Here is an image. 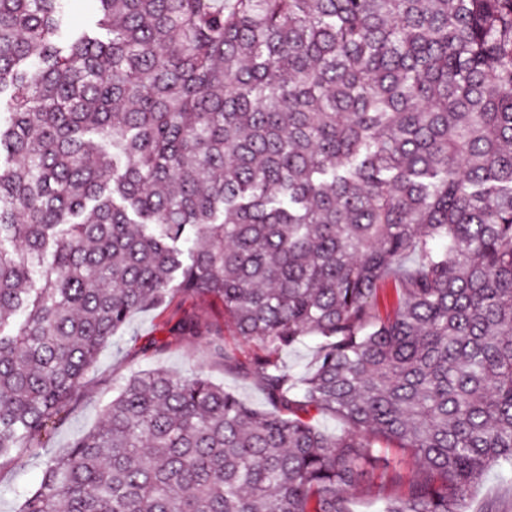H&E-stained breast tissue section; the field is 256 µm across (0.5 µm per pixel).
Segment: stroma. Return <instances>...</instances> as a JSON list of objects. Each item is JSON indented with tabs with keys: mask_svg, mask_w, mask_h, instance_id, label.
Returning <instances> with one entry per match:
<instances>
[{
	"mask_svg": "<svg viewBox=\"0 0 512 512\" xmlns=\"http://www.w3.org/2000/svg\"><path fill=\"white\" fill-rule=\"evenodd\" d=\"M187 315L198 323L199 335L173 336L171 326ZM217 334L240 355L253 349L252 344L237 336L222 306L208 298L176 293L161 306L133 314L100 352L81 398L66 417L42 437L39 446L0 462V512H21L25 498L39 487L47 461L102 424L105 409L117 389L139 371L163 369L176 375L201 371L248 406L271 410L257 373L247 364H227L214 357L208 341Z\"/></svg>",
	"mask_w": 512,
	"mask_h": 512,
	"instance_id": "1",
	"label": "stroma"
}]
</instances>
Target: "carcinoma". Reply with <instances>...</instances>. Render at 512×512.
Listing matches in <instances>:
<instances>
[{
	"instance_id": "carcinoma-1",
	"label": "carcinoma",
	"mask_w": 512,
	"mask_h": 512,
	"mask_svg": "<svg viewBox=\"0 0 512 512\" xmlns=\"http://www.w3.org/2000/svg\"><path fill=\"white\" fill-rule=\"evenodd\" d=\"M90 2L0 0V460L179 292L283 413L139 372L21 512H350L392 446L379 512H467L512 473V0ZM316 353V342L314 339H306L289 349L279 351L280 361L287 365L294 372H305L312 365ZM505 471L495 465L491 466L481 479L471 488L469 510L474 512L477 504L485 497L494 495L502 489V475Z\"/></svg>"
}]
</instances>
